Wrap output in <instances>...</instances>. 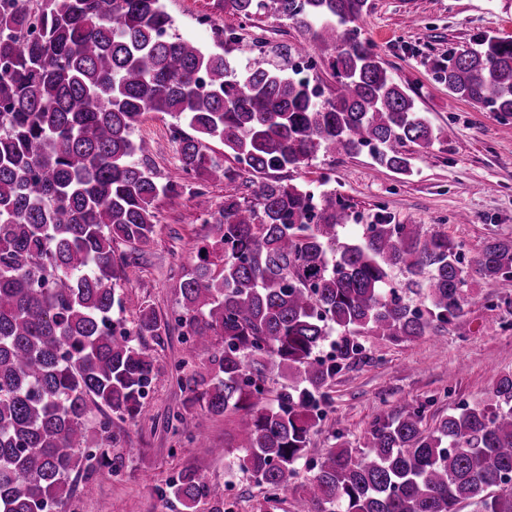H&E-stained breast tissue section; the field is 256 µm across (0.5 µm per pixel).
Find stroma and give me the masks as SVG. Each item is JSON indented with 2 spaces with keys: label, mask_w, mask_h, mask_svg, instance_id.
Returning a JSON list of instances; mask_svg holds the SVG:
<instances>
[{
  "label": "stroma",
  "mask_w": 512,
  "mask_h": 512,
  "mask_svg": "<svg viewBox=\"0 0 512 512\" xmlns=\"http://www.w3.org/2000/svg\"><path fill=\"white\" fill-rule=\"evenodd\" d=\"M163 3L175 34L224 54L240 72L258 59L281 62L275 47L301 39L291 21L262 16L246 22L226 13L224 0ZM359 26L393 76L412 90L432 126L451 129L450 138L411 147L410 176L379 166L365 150L354 156L318 153L301 168L282 171V179L318 195L336 192L361 224L385 219L437 225L469 254L489 237L512 238V115L450 95L433 73L434 61L448 51L484 36L512 37V0H369ZM221 30L233 32L235 42L224 44L217 36ZM260 30L268 46L264 53L252 47ZM171 122L170 116L151 112L135 133L161 179L178 165ZM156 207L158 224L147 243L134 250L115 246L117 254L136 256L123 268L120 291L121 316L129 324L145 303L168 319L179 313L175 277L194 263L205 233L192 192L159 197ZM469 295L464 315L436 336L401 343L364 339L368 360L334 379L327 414L312 430L299 464L301 476L311 475L336 444L361 447L376 418L420 404L435 416L489 401L498 376L512 371V274L490 287L472 277ZM185 399L173 383L152 384L141 417L121 425L122 437L112 450L123 463L120 472L100 467L80 475L58 512H183L159 490L186 468L197 471L213 495L233 503L234 512H259L264 489L249 475H228L216 454L238 446L235 417L194 407L185 438L174 439L168 421Z\"/></svg>",
  "instance_id": "obj_1"
}]
</instances>
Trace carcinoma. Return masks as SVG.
I'll use <instances>...</instances> for the list:
<instances>
[{"label":"carcinoma","mask_w":512,"mask_h":512,"mask_svg":"<svg viewBox=\"0 0 512 512\" xmlns=\"http://www.w3.org/2000/svg\"><path fill=\"white\" fill-rule=\"evenodd\" d=\"M250 19L292 22L305 43L288 53L327 65L334 87L258 61L235 71L220 53L169 33L161 0H0V512H48L108 449L113 419L135 421L160 378L186 403L233 415L241 441L216 448L229 472L266 490L275 507L299 476L310 432L343 367L364 357L362 336L392 343L428 336L464 313L469 278L493 285L512 273V239L462 244L425 224H363L333 192L316 198L277 176L321 150L368 149L397 174L413 173L408 147L448 136L361 37L368 0H224ZM448 92L512 114V38L486 36L434 65ZM150 112L174 119L179 166L161 183L138 158L135 131ZM219 142V153L212 143ZM259 177L254 199L241 186ZM224 183V205L202 204L197 263L178 280L186 336L171 372L146 337L169 327L151 307L128 331L112 318L122 280L113 243L155 233V201ZM404 287L428 305L403 301ZM333 354L321 349L332 331ZM206 360L207 375L189 369ZM288 384L269 386L274 370ZM102 412L96 434L89 406ZM168 494L188 512H233L203 477L181 470ZM306 512H512V371L489 403L427 424V407L379 418L364 449L328 450L300 484Z\"/></svg>","instance_id":"cac0c4a2"}]
</instances>
